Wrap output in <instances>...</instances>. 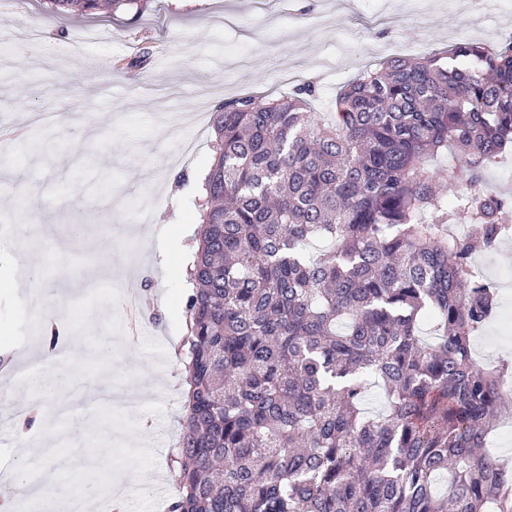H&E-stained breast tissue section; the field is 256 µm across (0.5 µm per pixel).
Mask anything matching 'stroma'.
Returning a JSON list of instances; mask_svg holds the SVG:
<instances>
[{"instance_id":"1","label":"stroma","mask_w":512,"mask_h":512,"mask_svg":"<svg viewBox=\"0 0 512 512\" xmlns=\"http://www.w3.org/2000/svg\"><path fill=\"white\" fill-rule=\"evenodd\" d=\"M150 0L141 14H50L44 0H0V352L26 355L42 327L33 293L7 282L11 260L32 252L38 286L61 314L62 354L43 357L69 380L44 392L0 382V474L18 464L12 392L43 399L55 423L60 398L93 394L73 410L75 444L59 457L97 453L113 395L138 397L111 469L62 473L71 494L95 481L107 512H169L170 458L183 412L184 290L175 242L199 221L200 177L212 161L210 119L224 100L316 88L328 111L341 86L385 59L442 50L460 38H512V8L495 0ZM498 309L473 338L478 362L512 358V237L476 254ZM113 282L111 300L101 285ZM134 290H127V283ZM111 346V357L101 349Z\"/></svg>"}]
</instances>
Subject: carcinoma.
Returning a JSON list of instances; mask_svg holds the SVG:
<instances>
[{"mask_svg":"<svg viewBox=\"0 0 512 512\" xmlns=\"http://www.w3.org/2000/svg\"><path fill=\"white\" fill-rule=\"evenodd\" d=\"M47 2L66 18L146 0ZM315 93L216 109L170 512H512V469L485 451L512 361L471 356L495 309L472 257L512 230V196L480 186L512 149V42L365 69L329 123ZM450 150L463 165L427 166ZM463 222L476 232L448 235ZM313 240L329 246L310 257Z\"/></svg>","mask_w":512,"mask_h":512,"instance_id":"obj_1","label":"carcinoma"}]
</instances>
